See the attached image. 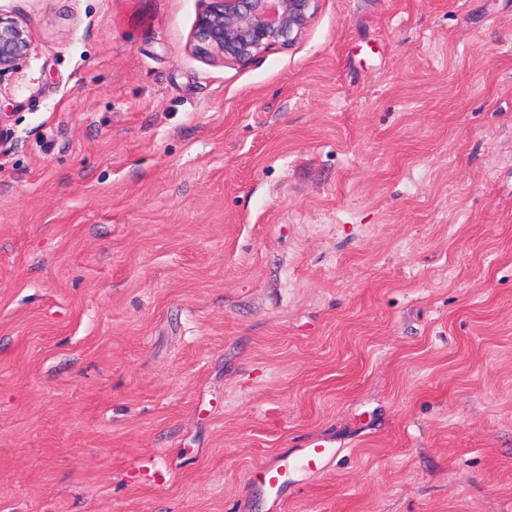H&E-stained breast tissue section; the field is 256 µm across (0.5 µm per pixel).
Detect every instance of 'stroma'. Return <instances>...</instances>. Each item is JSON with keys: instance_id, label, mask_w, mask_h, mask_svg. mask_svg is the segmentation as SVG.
I'll return each mask as SVG.
<instances>
[{"instance_id": "obj_1", "label": "stroma", "mask_w": 512, "mask_h": 512, "mask_svg": "<svg viewBox=\"0 0 512 512\" xmlns=\"http://www.w3.org/2000/svg\"><path fill=\"white\" fill-rule=\"evenodd\" d=\"M202 7L0 0V512H512V0ZM193 38L208 56L250 60L276 46H291L306 33L318 0H204ZM28 32L14 17L0 12V76L12 71L18 60L28 55ZM329 448L331 446L325 441L309 440L296 456L278 459L273 465L263 468L260 474L268 487L277 493L281 487V478L290 465L304 470L318 469L330 454Z\"/></svg>"}]
</instances>
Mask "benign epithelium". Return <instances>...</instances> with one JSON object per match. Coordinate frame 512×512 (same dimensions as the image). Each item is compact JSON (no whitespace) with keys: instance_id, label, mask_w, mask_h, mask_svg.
<instances>
[{"instance_id":"obj_1","label":"benign epithelium","mask_w":512,"mask_h":512,"mask_svg":"<svg viewBox=\"0 0 512 512\" xmlns=\"http://www.w3.org/2000/svg\"><path fill=\"white\" fill-rule=\"evenodd\" d=\"M318 0H204L193 38L208 56L250 60L276 46H291L306 33ZM28 32L14 17L0 12V75L28 55Z\"/></svg>"}]
</instances>
